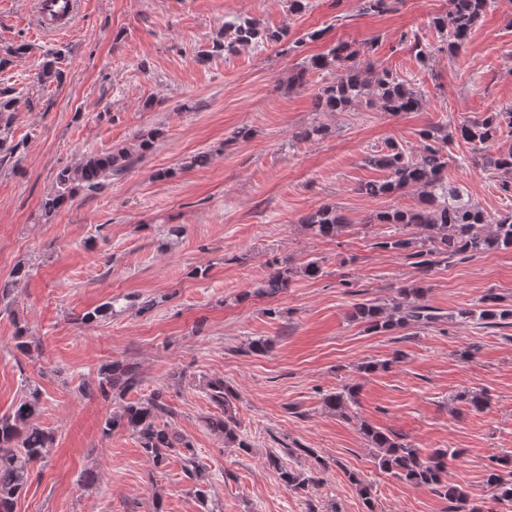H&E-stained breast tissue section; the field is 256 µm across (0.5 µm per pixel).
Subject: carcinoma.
I'll return each mask as SVG.
<instances>
[{"mask_svg": "<svg viewBox=\"0 0 512 512\" xmlns=\"http://www.w3.org/2000/svg\"><path fill=\"white\" fill-rule=\"evenodd\" d=\"M396 0H362L361 10L367 15L381 16L395 10ZM492 0H451V8L431 20V25L446 44L448 52L457 54L468 41L471 31L486 13ZM288 37V28L270 31L253 18L228 23L222 37L212 41L211 49L199 56L206 61L220 52H234L243 46L260 47L266 43H280ZM26 43H15L0 54V69L5 68L29 53ZM371 47L354 48L348 42H338L326 52L303 62L288 77V85L301 88L307 84V75L314 71L328 75L313 98L316 112H348L364 106L378 112L396 115L417 112L424 103L423 96L406 79L388 69H377L370 59ZM67 47L50 48L43 53L37 80L41 84L61 82L64 65L68 59ZM29 109L37 103L30 96L21 98L16 89H0V154H12L16 146L8 145V135L18 111L19 102ZM512 134V111L492 113L481 120L467 121L456 128L459 139L470 144L475 151H486L497 139L502 126ZM441 128L430 126L419 132L422 150L413 153L391 143L386 150L367 159L370 166L384 172V177L361 184L359 193L370 198L391 197L415 191L419 205L411 209L389 208L377 213L374 221L391 228L375 246L382 250L405 252L416 259V265L427 273L438 258L456 255L471 256L512 250V211L491 222L459 188L447 181L448 155L437 146ZM159 130L138 136L129 145L104 154L82 157L77 163L61 168L55 179V188L41 202L46 216L58 212L68 201L81 192L95 193L113 180L120 178L136 161L154 147ZM209 162V153H197L163 172L170 177L180 171L203 167ZM485 166L500 173V188L512 194V149L498 151L485 157ZM299 224L311 236L335 239L351 227L348 218L334 204H324L299 218ZM308 277L322 274L316 260L308 261L301 270ZM280 266L258 282L256 294L274 298L280 295L299 272ZM427 285L418 281L397 290L390 304L358 302L354 304L352 319L365 324L367 331L386 334L402 329L411 323L436 319L430 308L421 303ZM479 310L464 311L461 316L473 317L490 324L512 326V305L504 306L499 297L489 293L481 298ZM117 297L77 317L83 325H91L112 317ZM14 348L28 355L38 348V342L29 335V328L20 319H14ZM143 376L139 367L123 360L102 364L94 385L83 390L103 397L118 396L119 405L107 415L102 424V434L109 436L117 429L132 435L144 456L156 467L165 464L169 456H181L184 471L190 480L199 482L202 465L197 460L191 441L168 421L172 414L166 391L159 387L150 393L131 400L126 396L142 386ZM207 392L220 413L204 419L206 427L224 439V445L243 451L250 445L239 434L240 423L236 412V396L224 385V379L211 378L206 382ZM356 386L344 385L326 395L324 406L341 418L350 417V407L356 402ZM43 392L39 386L28 384L11 409L0 415V512H15L18 499L26 490L34 465L46 455L55 442L54 430L37 422L42 409ZM361 434L369 447L375 449L378 468L417 486H424L448 501V512H483V507L471 502L463 488L444 480L448 466L449 450L438 449L425 457L418 448L403 442L395 434L386 433L367 423L360 425ZM270 464L278 472L282 485L288 490H305L316 486L320 479L306 477L285 465L280 457L270 456ZM486 483L494 490V499L512 503V457L503 455L491 459L487 466Z\"/></svg>", "mask_w": 512, "mask_h": 512, "instance_id": "carcinoma-1", "label": "carcinoma"}]
</instances>
